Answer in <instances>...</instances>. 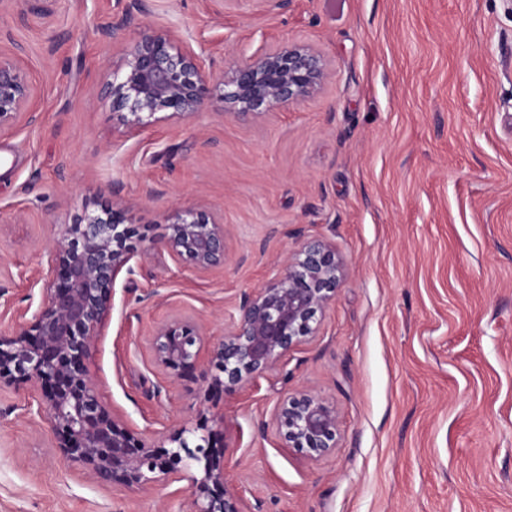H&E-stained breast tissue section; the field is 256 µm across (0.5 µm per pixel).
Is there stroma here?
<instances>
[{
  "mask_svg": "<svg viewBox=\"0 0 512 512\" xmlns=\"http://www.w3.org/2000/svg\"><path fill=\"white\" fill-rule=\"evenodd\" d=\"M128 2L0 0V54L19 58L35 115L0 132V332L40 304L47 239L120 188L153 251L118 279L90 368L136 435L202 427L251 512H512V0H147L104 38ZM148 24L218 71L304 43L330 79L283 111L229 116L215 93L128 134L105 62ZM182 207L223 217V265L166 249ZM311 237L335 243L347 281L316 336L225 393L212 349L241 292ZM177 318L200 354L173 371L152 339ZM302 389L339 412L328 456L280 445L274 413ZM38 397L0 387V512H191L175 485L103 486L68 464L25 411Z\"/></svg>",
  "mask_w": 512,
  "mask_h": 512,
  "instance_id": "1",
  "label": "stroma"
}]
</instances>
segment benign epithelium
Masks as SVG:
<instances>
[{"mask_svg": "<svg viewBox=\"0 0 512 512\" xmlns=\"http://www.w3.org/2000/svg\"><path fill=\"white\" fill-rule=\"evenodd\" d=\"M134 10L142 11L140 0H131L126 13L105 33L119 35ZM107 65L111 80L105 93L128 134L199 111L216 88L225 113L261 115L314 97L330 77L320 51L287 41L225 66L216 84L206 60L189 43L171 30L159 29L129 43L120 63L110 60ZM32 95L20 64L0 58V130L13 127L25 115L33 121ZM112 195L104 216L87 212L49 238L40 306L16 332L0 333V384L26 380L40 387L43 400L37 414L58 435L59 454L81 465L95 481L145 490L160 481L186 480L191 512H247L237 494L212 492V487L226 483L225 448H215L205 436L190 445L186 428L167 436L173 447L156 446L147 437H136L122 417L99 400L88 361L111 315L116 279L133 272L132 260L141 261L152 251L150 245L138 248L131 243L124 199L118 190ZM225 239L224 220L215 215L184 207L167 217L166 248L199 269L224 264ZM348 277V264L336 246L326 238H310L288 253L281 272L243 292L224 338L213 349L224 374L218 380L224 390L233 393L246 379L275 369L316 335ZM195 344L196 332L189 322L163 324L155 333L154 361L173 370L190 367L199 355ZM276 425L284 448L311 458L336 448V406L313 391L302 390L283 400Z\"/></svg>", "mask_w": 512, "mask_h": 512, "instance_id": "obj_1", "label": "benign epithelium"}]
</instances>
